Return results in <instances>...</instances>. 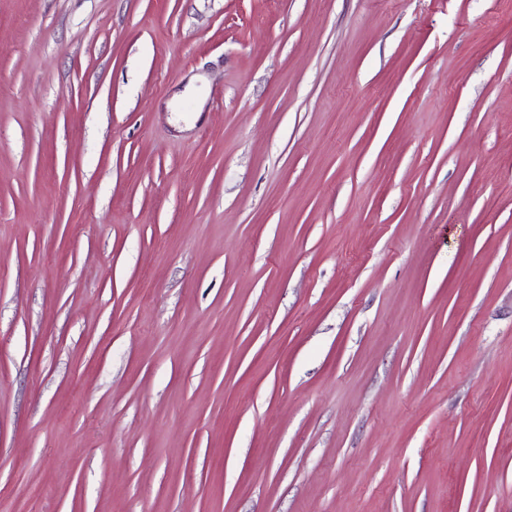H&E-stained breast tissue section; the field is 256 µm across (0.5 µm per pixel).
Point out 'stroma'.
<instances>
[{"mask_svg": "<svg viewBox=\"0 0 512 512\" xmlns=\"http://www.w3.org/2000/svg\"><path fill=\"white\" fill-rule=\"evenodd\" d=\"M0 512H512V0H0Z\"/></svg>", "mask_w": 512, "mask_h": 512, "instance_id": "35a3bbf8", "label": "stroma"}]
</instances>
